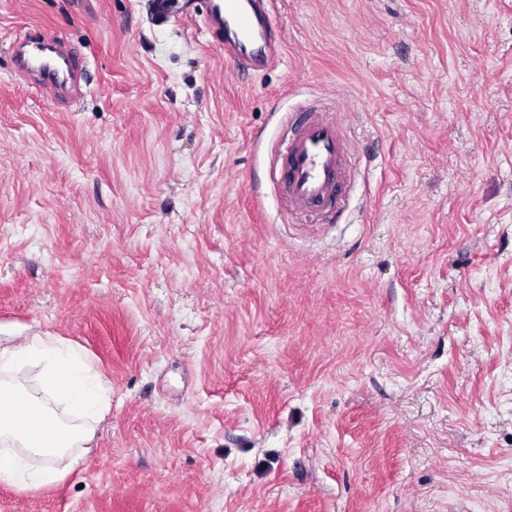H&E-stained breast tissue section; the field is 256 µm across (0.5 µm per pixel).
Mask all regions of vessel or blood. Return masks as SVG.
I'll return each instance as SVG.
<instances>
[{
  "label": "vessel or blood",
  "instance_id": "1",
  "mask_svg": "<svg viewBox=\"0 0 512 512\" xmlns=\"http://www.w3.org/2000/svg\"><path fill=\"white\" fill-rule=\"evenodd\" d=\"M203 28L224 44L241 70L259 71L272 62L276 46L268 36L270 0H205ZM17 72L56 91L76 83L80 68L52 34L34 29L15 43ZM350 143L341 124L325 108L311 106L291 117L288 133L275 150L290 211L322 209L335 217L336 202L350 178Z\"/></svg>",
  "mask_w": 512,
  "mask_h": 512
}]
</instances>
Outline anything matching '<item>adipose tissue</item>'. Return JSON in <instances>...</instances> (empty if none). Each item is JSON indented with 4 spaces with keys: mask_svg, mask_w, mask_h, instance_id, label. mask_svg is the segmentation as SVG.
I'll use <instances>...</instances> for the list:
<instances>
[{
    "mask_svg": "<svg viewBox=\"0 0 512 512\" xmlns=\"http://www.w3.org/2000/svg\"><path fill=\"white\" fill-rule=\"evenodd\" d=\"M38 369L36 388L16 374ZM112 385L87 354L54 336L0 348V483L20 490L60 483L88 454L110 410Z\"/></svg>",
    "mask_w": 512,
    "mask_h": 512,
    "instance_id": "1",
    "label": "adipose tissue"
}]
</instances>
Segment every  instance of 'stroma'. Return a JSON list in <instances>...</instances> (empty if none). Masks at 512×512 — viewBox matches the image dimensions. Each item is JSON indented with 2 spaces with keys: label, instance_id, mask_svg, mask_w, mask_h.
<instances>
[{
  "label": "stroma",
  "instance_id": "1",
  "mask_svg": "<svg viewBox=\"0 0 512 512\" xmlns=\"http://www.w3.org/2000/svg\"><path fill=\"white\" fill-rule=\"evenodd\" d=\"M150 3L0 0V343L112 382L0 512H512V0H274L257 72ZM30 27L79 93L17 75ZM314 99L353 150L329 224L270 171Z\"/></svg>",
  "mask_w": 512,
  "mask_h": 512
}]
</instances>
